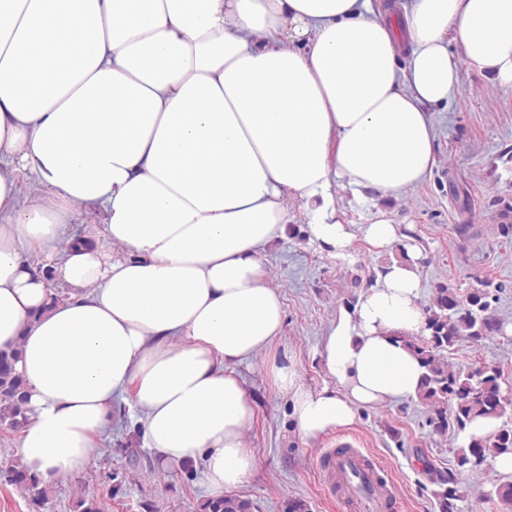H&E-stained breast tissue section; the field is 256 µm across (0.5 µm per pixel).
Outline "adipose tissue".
<instances>
[{
    "mask_svg": "<svg viewBox=\"0 0 512 512\" xmlns=\"http://www.w3.org/2000/svg\"><path fill=\"white\" fill-rule=\"evenodd\" d=\"M462 59L512 83V0H0V349L28 386L25 466L80 473L121 397L160 466L202 464L216 496L247 482L234 368L284 319L263 251L296 200L347 259L338 181L388 196L431 176ZM75 207L102 210L106 245L75 240ZM419 261L339 315L321 350L338 388L271 363L303 438L416 397Z\"/></svg>",
    "mask_w": 512,
    "mask_h": 512,
    "instance_id": "obj_1",
    "label": "adipose tissue"
}]
</instances>
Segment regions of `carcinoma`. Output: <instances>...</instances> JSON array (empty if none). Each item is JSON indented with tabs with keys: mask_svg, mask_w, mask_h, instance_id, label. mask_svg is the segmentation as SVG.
Masks as SVG:
<instances>
[{
	"mask_svg": "<svg viewBox=\"0 0 512 512\" xmlns=\"http://www.w3.org/2000/svg\"><path fill=\"white\" fill-rule=\"evenodd\" d=\"M490 282L481 283L461 295L458 289L441 283L435 288L424 310L426 334L406 337L405 344L424 369L417 398L429 408L433 430L440 436L452 428L463 432L477 417L500 421L496 433L487 439L473 438L467 447L458 449L456 469H476L487 459L512 454V395L501 385L498 367L482 364L468 371L455 370L446 352L461 341L479 342L499 330L497 320L489 314ZM16 350L0 349V424L14 429L28 425L27 384L15 365ZM12 481L40 503L46 491L40 488L36 474L24 466L10 469ZM439 512H452V501L462 498L455 474L440 480ZM252 503L239 496L211 499L205 512H251Z\"/></svg>",
	"mask_w": 512,
	"mask_h": 512,
	"instance_id": "1",
	"label": "carcinoma"
}]
</instances>
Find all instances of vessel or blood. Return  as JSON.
Returning <instances> with one entry per match:
<instances>
[{"label": "vessel or blood", "instance_id": "1", "mask_svg": "<svg viewBox=\"0 0 512 512\" xmlns=\"http://www.w3.org/2000/svg\"><path fill=\"white\" fill-rule=\"evenodd\" d=\"M323 471L329 491L349 512H394L398 503L395 483L385 480L382 467L359 449L329 451Z\"/></svg>", "mask_w": 512, "mask_h": 512}]
</instances>
